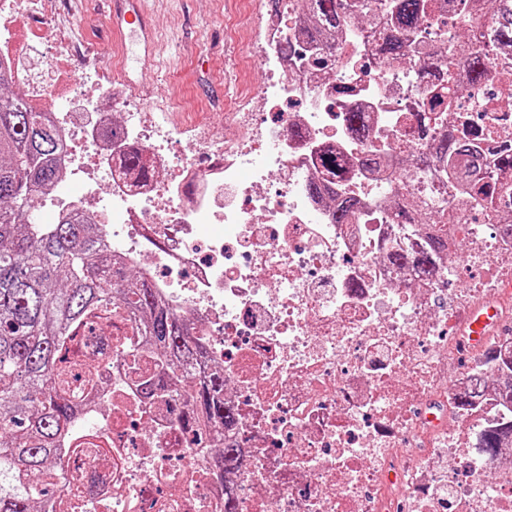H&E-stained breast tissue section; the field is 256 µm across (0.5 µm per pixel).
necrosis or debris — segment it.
<instances>
[{
    "label": "necrosis or debris",
    "mask_w": 512,
    "mask_h": 512,
    "mask_svg": "<svg viewBox=\"0 0 512 512\" xmlns=\"http://www.w3.org/2000/svg\"><path fill=\"white\" fill-rule=\"evenodd\" d=\"M59 5L0 0V60L59 133L63 177L39 205L94 216L113 258L189 320L201 373L223 374L238 414L224 437L239 460L224 474L222 449L187 442L168 404L144 397L137 349L116 343L131 332L122 313L79 347L86 361L111 353L112 407L74 419L54 512H224L229 486L239 512H512V448L480 446L512 360V237L499 230L512 200L483 221L452 189L447 223L408 237L390 221L438 134L421 94L443 71L410 79L367 30L330 48L299 43L287 7L266 13L253 48L264 82L218 121L185 125L168 100L145 109L103 82L56 26ZM451 94L484 124V157L512 145V89L493 79ZM129 150L145 174L123 167ZM325 152L356 202L345 224L334 197L309 190ZM203 224L214 232L200 236ZM437 236L448 241L439 273L394 264ZM482 304L500 320L473 345L467 321Z\"/></svg>",
    "instance_id": "1"
}]
</instances>
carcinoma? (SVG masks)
<instances>
[{
	"label": "carcinoma",
	"instance_id": "1",
	"mask_svg": "<svg viewBox=\"0 0 512 512\" xmlns=\"http://www.w3.org/2000/svg\"><path fill=\"white\" fill-rule=\"evenodd\" d=\"M492 2L486 40L512 46V0ZM303 7V37L313 42L367 24L390 61L417 66L418 57L405 54L410 45L427 60L447 59L449 78L455 66L476 86L490 76L485 50L459 42L457 30H443L437 42L428 37L438 0H304ZM455 8L464 16L482 14L485 0H457ZM10 86L0 62V512H36V501L55 493L44 476L72 442L71 424L80 407L69 387L83 385L91 399L99 392L101 366L64 364L90 318L110 319L121 308L133 315L148 358L139 386L179 407L177 426L187 435L221 437L232 413L220 399L224 376L199 375L187 320L160 304L130 268L112 260L101 246L99 225L75 223L66 215L54 224L37 223L38 198L59 178V170L47 163L58 134L20 92L4 93ZM429 107L440 127L457 112L441 89L430 96ZM432 159L459 195L485 212L496 213L500 197L512 195V149L498 155L501 182L485 175L483 156L464 139L443 136ZM447 208L448 200L432 198L419 210L394 209L391 221L446 224ZM443 248L442 239L429 238L416 263L435 272Z\"/></svg>",
	"mask_w": 512,
	"mask_h": 512
}]
</instances>
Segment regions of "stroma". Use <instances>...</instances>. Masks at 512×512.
<instances>
[{
  "mask_svg": "<svg viewBox=\"0 0 512 512\" xmlns=\"http://www.w3.org/2000/svg\"><path fill=\"white\" fill-rule=\"evenodd\" d=\"M266 0H159L152 20L161 39V57L148 79L137 70L120 71L121 46L112 38V19L101 0H61L62 29L100 46L99 68L143 107L157 98L172 101L182 120L218 119L227 99L259 85L265 71L250 63Z\"/></svg>",
  "mask_w": 512,
  "mask_h": 512,
  "instance_id": "stroma-1",
  "label": "stroma"
}]
</instances>
